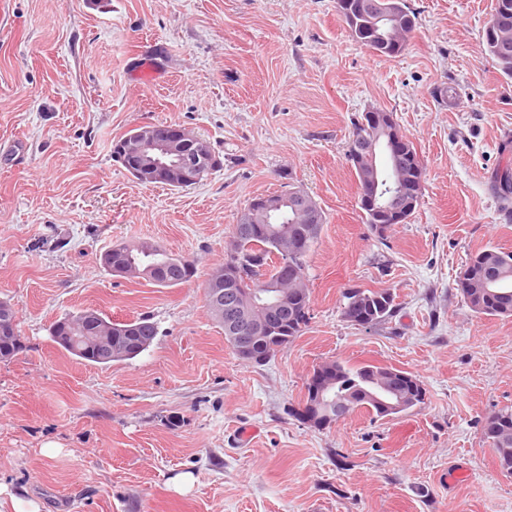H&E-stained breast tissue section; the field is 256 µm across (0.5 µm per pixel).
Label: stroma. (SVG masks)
Listing matches in <instances>:
<instances>
[{
    "mask_svg": "<svg viewBox=\"0 0 512 512\" xmlns=\"http://www.w3.org/2000/svg\"><path fill=\"white\" fill-rule=\"evenodd\" d=\"M494 2L407 0L417 29L379 57L336 0H0V301L25 343L0 362V493L39 512H512L480 431L512 407V317L476 316L458 286L471 254L512 250L494 187L512 168V77L482 45ZM145 62L156 81L138 80ZM371 108L393 113L423 166L417 209L382 238L346 157ZM168 124L222 167L174 188L113 160L128 130ZM291 186L326 216L313 317L252 366L203 288L240 212ZM120 241L160 243L197 274L176 288L112 276L99 256ZM350 288L390 290L393 316L347 321ZM84 308L148 315L160 333L135 360L92 365L49 336ZM331 360L410 372L425 402L311 427L291 411Z\"/></svg>",
    "mask_w": 512,
    "mask_h": 512,
    "instance_id": "stroma-1",
    "label": "stroma"
}]
</instances>
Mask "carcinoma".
Listing matches in <instances>:
<instances>
[{"instance_id":"cac0c4a2","label":"carcinoma","mask_w":512,"mask_h":512,"mask_svg":"<svg viewBox=\"0 0 512 512\" xmlns=\"http://www.w3.org/2000/svg\"><path fill=\"white\" fill-rule=\"evenodd\" d=\"M391 9L399 16L400 27H390L379 32H367L366 19L362 16L363 0H336L338 13L349 18V35L353 41L377 56L392 57L400 54L417 27L416 14L409 8L406 0H388ZM483 51L500 72L512 77V53L505 56L500 44L483 34ZM376 134V127L371 125L369 113H362L353 121L352 136L362 139L360 149L369 147ZM418 156L412 142H407V151L401 155L387 154V166H376V176L386 185L392 186L399 180L418 178L414 172L413 158ZM347 160L354 170L358 183V204L362 218L370 229L383 223V218L374 207L363 201L366 185L363 181L371 162H364L356 157L354 151L347 150ZM496 190L503 202L512 200V170L506 169L497 176ZM326 223L325 214H320L319 225L310 233L301 219L290 213H277L266 217L262 224L268 227V233L262 232L249 239L239 238V227H234L232 242L227 249L224 264H236L239 284L244 288H260L265 285L263 278H274L280 274L279 259L281 248L285 246L283 235L292 234L291 244L295 245L289 261L297 270L294 280L288 287L298 296L294 312L276 321L273 331L263 337L260 352L265 360H270L280 350L300 336L311 320L310 295L306 286L308 258L313 246L318 241L322 225ZM152 266L155 275L148 282L160 288H172L190 281L196 274L195 261L184 256L175 255L162 246L143 242L136 249L129 251L125 247L112 248V272L122 268ZM462 275L470 279L475 291L461 289V294L469 309L477 315L487 317L512 316V251L490 247L475 253L467 262ZM346 303L343 316L347 317L354 310L365 315L370 325H378L395 311L394 296L387 290L351 289L343 294ZM0 321V351L9 352L13 339L20 335L13 308ZM74 323L80 329L81 336H96L104 331H112V357L104 361L98 353L86 348L82 341L70 347H63L69 354L91 364H111L113 362L131 361L142 355L158 336L157 323L147 316L138 317L128 322H113L103 313L92 317L89 310L67 314L53 323V326ZM327 373L326 393L345 402L343 416L347 417L362 409L363 401L357 397V387L367 385L369 380L379 376L385 367L364 364L350 366L333 360L320 366ZM420 380L413 374L407 380V390L402 408L388 410L380 405H372L373 414L385 418L407 412L424 403L426 392L412 388ZM498 422L497 431L491 435L482 430V438L494 452L498 465L503 461L512 462V408L506 407L491 413Z\"/></svg>"}]
</instances>
